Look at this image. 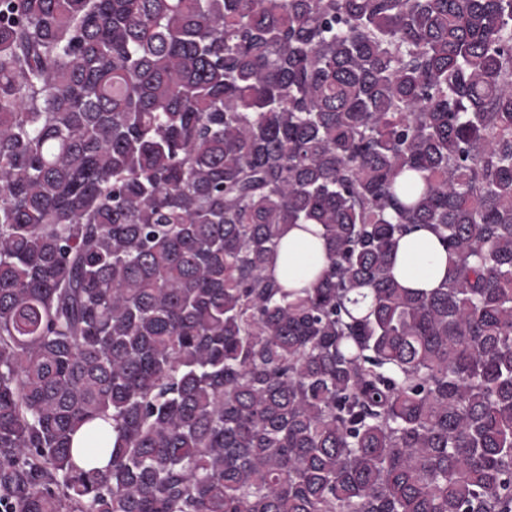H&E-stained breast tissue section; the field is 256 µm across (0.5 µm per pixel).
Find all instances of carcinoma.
Here are the masks:
<instances>
[{
    "mask_svg": "<svg viewBox=\"0 0 512 512\" xmlns=\"http://www.w3.org/2000/svg\"><path fill=\"white\" fill-rule=\"evenodd\" d=\"M0 512H512V0H0ZM303 227L318 230L316 224L288 225L268 267V273L287 290L311 288L327 265L325 240ZM447 269L448 254L429 228H418L399 240L392 274L403 286L431 291ZM86 427L82 428L80 431H78L72 440V456L74 463L82 469L89 470L92 468H103L106 465H108L109 459H110V452L112 450V445L108 446V450L95 457L90 458L85 451L86 443Z\"/></svg>",
    "mask_w": 512,
    "mask_h": 512,
    "instance_id": "1",
    "label": "carcinoma"
}]
</instances>
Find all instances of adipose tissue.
Segmentation results:
<instances>
[{
	"label": "adipose tissue",
	"instance_id": "adipose-tissue-1",
	"mask_svg": "<svg viewBox=\"0 0 512 512\" xmlns=\"http://www.w3.org/2000/svg\"><path fill=\"white\" fill-rule=\"evenodd\" d=\"M326 256L323 238L312 235L302 226L291 224L284 230L268 272L283 288H309L326 267ZM447 269L448 254L430 229L418 228L399 240L392 274L403 286L433 290Z\"/></svg>",
	"mask_w": 512,
	"mask_h": 512
}]
</instances>
